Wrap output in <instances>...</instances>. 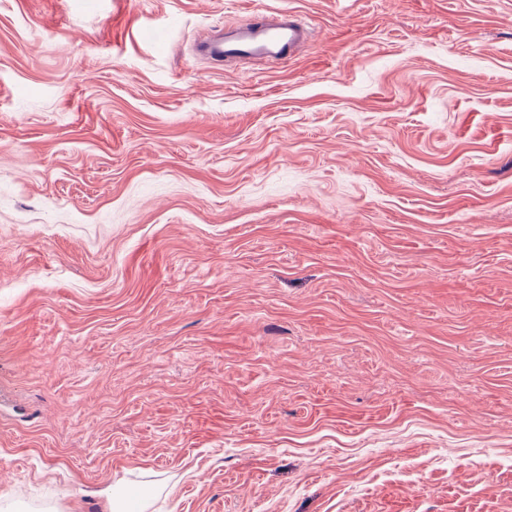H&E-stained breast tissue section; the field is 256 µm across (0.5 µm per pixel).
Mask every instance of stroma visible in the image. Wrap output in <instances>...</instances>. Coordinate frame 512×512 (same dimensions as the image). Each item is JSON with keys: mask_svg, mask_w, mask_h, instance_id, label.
<instances>
[{"mask_svg": "<svg viewBox=\"0 0 512 512\" xmlns=\"http://www.w3.org/2000/svg\"><path fill=\"white\" fill-rule=\"evenodd\" d=\"M138 487L512 512V0H0V512ZM310 39L308 26L295 14L251 15L225 26L224 34L196 44V53L215 62L249 64L295 58Z\"/></svg>", "mask_w": 512, "mask_h": 512, "instance_id": "stroma-1", "label": "stroma"}]
</instances>
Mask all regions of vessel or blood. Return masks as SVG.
Instances as JSON below:
<instances>
[{"instance_id":"vessel-or-blood-1","label":"vessel or blood","mask_w":512,"mask_h":512,"mask_svg":"<svg viewBox=\"0 0 512 512\" xmlns=\"http://www.w3.org/2000/svg\"><path fill=\"white\" fill-rule=\"evenodd\" d=\"M309 39L308 26L295 14L251 15L225 26L221 34L201 39L196 52L227 64L279 62L296 57Z\"/></svg>"}]
</instances>
